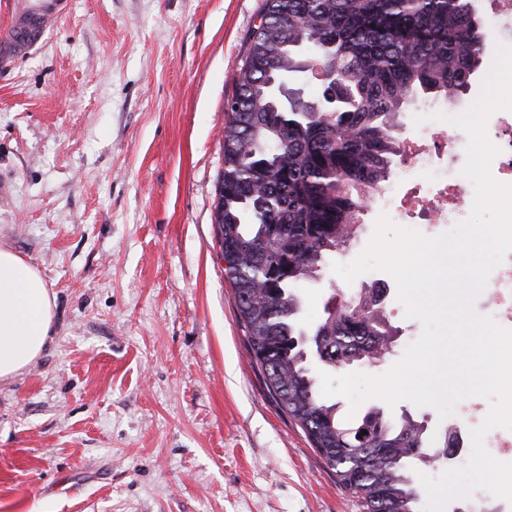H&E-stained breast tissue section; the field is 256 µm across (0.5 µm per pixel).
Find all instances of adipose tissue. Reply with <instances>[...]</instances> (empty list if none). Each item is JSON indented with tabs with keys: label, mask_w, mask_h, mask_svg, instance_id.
<instances>
[{
	"label": "adipose tissue",
	"mask_w": 512,
	"mask_h": 512,
	"mask_svg": "<svg viewBox=\"0 0 512 512\" xmlns=\"http://www.w3.org/2000/svg\"><path fill=\"white\" fill-rule=\"evenodd\" d=\"M55 297L41 273L0 247V381L39 359L53 336Z\"/></svg>",
	"instance_id": "adipose-tissue-1"
}]
</instances>
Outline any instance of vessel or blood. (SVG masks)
I'll return each mask as SVG.
<instances>
[{"instance_id":"vessel-or-blood-1","label":"vessel or blood","mask_w":512,"mask_h":512,"mask_svg":"<svg viewBox=\"0 0 512 512\" xmlns=\"http://www.w3.org/2000/svg\"><path fill=\"white\" fill-rule=\"evenodd\" d=\"M68 4L69 0H26L6 32L0 34V67L9 68L15 60L31 54Z\"/></svg>"}]
</instances>
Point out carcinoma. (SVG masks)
I'll list each match as a JSON object with an SVG mask.
<instances>
[{
    "mask_svg": "<svg viewBox=\"0 0 512 512\" xmlns=\"http://www.w3.org/2000/svg\"><path fill=\"white\" fill-rule=\"evenodd\" d=\"M483 54L475 0H266L225 107L215 224L250 354L363 512H418L405 463L431 444L409 416L395 422L378 408L347 425L317 389L311 355L343 368L391 354L373 290L308 329L293 288L319 278L355 236L362 202L399 156L404 106L466 92ZM307 61L318 90L306 98Z\"/></svg>",
    "mask_w": 512,
    "mask_h": 512,
    "instance_id": "carcinoma-1",
    "label": "carcinoma"
}]
</instances>
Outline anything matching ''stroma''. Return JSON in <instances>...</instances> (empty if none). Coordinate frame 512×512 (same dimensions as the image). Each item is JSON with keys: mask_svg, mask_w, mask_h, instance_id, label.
<instances>
[{"mask_svg": "<svg viewBox=\"0 0 512 512\" xmlns=\"http://www.w3.org/2000/svg\"><path fill=\"white\" fill-rule=\"evenodd\" d=\"M265 0H70L36 52L0 72V246L42 274L55 334L0 382V512H363L251 359L214 226L224 105ZM462 95L480 99L500 40ZM367 205L344 256L377 218ZM386 289L397 355L416 341L393 277L333 272L296 288L305 324L330 297ZM409 412L463 444L468 400L448 419Z\"/></svg>", "mask_w": 512, "mask_h": 512, "instance_id": "stroma-1", "label": "stroma"}]
</instances>
